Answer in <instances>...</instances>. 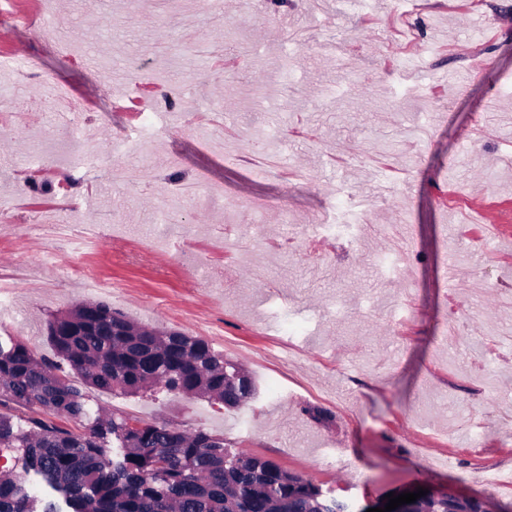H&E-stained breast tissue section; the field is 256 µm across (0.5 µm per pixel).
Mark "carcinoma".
<instances>
[{
    "instance_id": "1",
    "label": "carcinoma",
    "mask_w": 512,
    "mask_h": 512,
    "mask_svg": "<svg viewBox=\"0 0 512 512\" xmlns=\"http://www.w3.org/2000/svg\"><path fill=\"white\" fill-rule=\"evenodd\" d=\"M48 339L76 376L41 362L21 341L0 342V512H36L34 474L58 494L41 512H332L310 480L270 459L236 452L224 437L112 412L90 417L87 388L137 395L151 387L240 409L253 378L201 338L138 325L104 302L82 303L49 320ZM63 417L74 430L41 418ZM119 448L107 457V446ZM400 512H488L452 493L418 499Z\"/></svg>"
}]
</instances>
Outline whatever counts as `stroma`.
<instances>
[{
  "instance_id": "stroma-1",
  "label": "stroma",
  "mask_w": 512,
  "mask_h": 512,
  "mask_svg": "<svg viewBox=\"0 0 512 512\" xmlns=\"http://www.w3.org/2000/svg\"><path fill=\"white\" fill-rule=\"evenodd\" d=\"M5 9L0 56L35 72L0 71V292L16 312L1 341L55 360L48 319L104 301L207 341L256 395L225 410L94 390L92 408L206 429L352 505L425 486L512 506L481 481L512 474V0ZM116 62L155 83L139 100L159 115L146 142L122 140L132 114L114 109L122 83L104 74ZM58 85L82 102L86 138L50 137ZM163 93L183 108H159ZM425 123L429 139L409 136ZM203 132L221 148L202 147ZM85 152L97 170L63 193V165ZM37 153L42 169L28 168ZM60 213L101 238L73 249Z\"/></svg>"
}]
</instances>
